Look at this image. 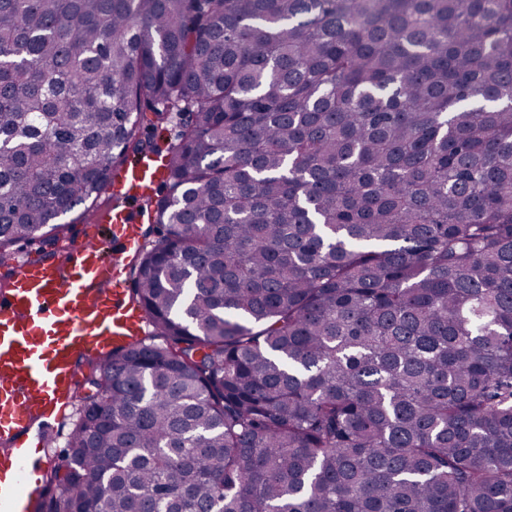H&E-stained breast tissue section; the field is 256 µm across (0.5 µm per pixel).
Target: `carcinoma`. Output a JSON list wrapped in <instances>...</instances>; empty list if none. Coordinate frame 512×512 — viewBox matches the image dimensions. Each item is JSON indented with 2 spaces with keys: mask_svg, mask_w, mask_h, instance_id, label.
Returning <instances> with one entry per match:
<instances>
[{
  "mask_svg": "<svg viewBox=\"0 0 512 512\" xmlns=\"http://www.w3.org/2000/svg\"><path fill=\"white\" fill-rule=\"evenodd\" d=\"M149 112L55 512H512V0H0V257ZM179 124L176 119L165 125L163 129L154 131L149 121L144 122L142 128L143 138L150 141L152 148L163 156L179 143ZM165 176V165L161 158L145 156L130 166L115 181H110L105 191L112 194L120 193L130 205H137L144 194L153 192ZM159 188L153 192L157 194Z\"/></svg>",
  "mask_w": 512,
  "mask_h": 512,
  "instance_id": "cac0c4a2",
  "label": "carcinoma"
}]
</instances>
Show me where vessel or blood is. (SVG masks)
Instances as JSON below:
<instances>
[{"label":"vessel or blood","instance_id":"obj_1","mask_svg":"<svg viewBox=\"0 0 512 512\" xmlns=\"http://www.w3.org/2000/svg\"><path fill=\"white\" fill-rule=\"evenodd\" d=\"M165 176L161 158L146 156L106 190L126 207H110L98 221L121 248L106 255L102 241L87 239L65 261L15 256L10 286L0 293V512H23L40 496L31 454L34 426L78 400V361L90 351L132 343L147 324L142 309L123 288H108L142 242L131 207Z\"/></svg>","mask_w":512,"mask_h":512}]
</instances>
